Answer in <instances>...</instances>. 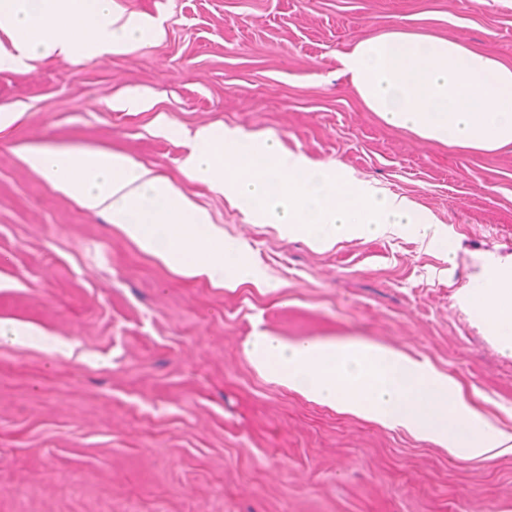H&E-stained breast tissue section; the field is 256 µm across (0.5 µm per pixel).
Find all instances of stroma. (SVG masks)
Here are the masks:
<instances>
[{
	"label": "stroma",
	"mask_w": 512,
	"mask_h": 512,
	"mask_svg": "<svg viewBox=\"0 0 512 512\" xmlns=\"http://www.w3.org/2000/svg\"><path fill=\"white\" fill-rule=\"evenodd\" d=\"M160 22L132 52L11 61L0 33V512H512V447L453 450L316 404L258 372L260 330L390 346L452 376L512 435V357L456 293L512 260V147L429 143L366 111L340 56L393 29L512 65V0H113ZM124 95L146 111L113 109ZM166 115L182 136L157 123ZM276 138L405 196L442 231L320 250L255 224L181 162L203 126ZM32 147L124 153L169 179L258 281L187 280L25 163Z\"/></svg>",
	"instance_id": "stroma-1"
}]
</instances>
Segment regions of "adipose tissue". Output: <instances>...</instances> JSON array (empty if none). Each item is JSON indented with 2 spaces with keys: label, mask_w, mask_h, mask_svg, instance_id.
<instances>
[{
  "label": "adipose tissue",
  "mask_w": 512,
  "mask_h": 512,
  "mask_svg": "<svg viewBox=\"0 0 512 512\" xmlns=\"http://www.w3.org/2000/svg\"><path fill=\"white\" fill-rule=\"evenodd\" d=\"M0 31L16 59L133 51L162 35L112 0H0ZM341 62L368 111L431 143L493 152L512 145V66L452 37L395 29L358 41ZM27 165L177 274L232 288L254 276L239 247L165 178L125 154L34 147ZM464 312L512 356V261L461 291Z\"/></svg>",
  "instance_id": "ef3b65f1"
}]
</instances>
